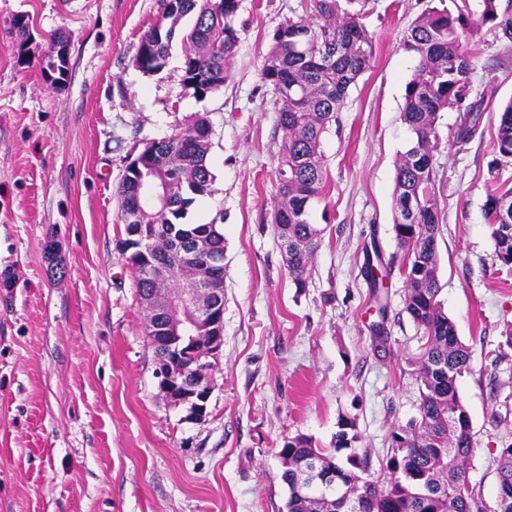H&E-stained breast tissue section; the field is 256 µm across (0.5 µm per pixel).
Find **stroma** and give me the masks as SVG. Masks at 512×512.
Returning <instances> with one entry per match:
<instances>
[{
  "label": "stroma",
  "instance_id": "1",
  "mask_svg": "<svg viewBox=\"0 0 512 512\" xmlns=\"http://www.w3.org/2000/svg\"><path fill=\"white\" fill-rule=\"evenodd\" d=\"M165 0H0V512H286L278 451L286 438L329 447L356 424L367 478L388 480L391 435L420 420L421 329L392 232L400 119L416 60L403 40L441 0H340L361 15L369 69L341 129L323 137L327 188L310 221L323 230L297 290L272 228L278 201L276 98L260 79L275 28L309 0H241L231 77L206 97L182 82L173 42L163 70L132 60ZM29 19L26 52L10 29ZM67 39L68 71L42 69ZM473 92L491 96L475 136L437 123L434 192L442 225L439 298L472 351L458 393L471 421L468 478L486 512L512 445V269L483 215L496 164V107L512 99V43L482 28L467 45ZM209 118L212 195L188 223L224 217V346L203 416L167 400L135 273L118 249L117 188L131 157L191 115ZM381 254L380 288L366 276Z\"/></svg>",
  "mask_w": 512,
  "mask_h": 512
}]
</instances>
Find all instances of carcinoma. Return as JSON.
Segmentation results:
<instances>
[{
  "mask_svg": "<svg viewBox=\"0 0 512 512\" xmlns=\"http://www.w3.org/2000/svg\"><path fill=\"white\" fill-rule=\"evenodd\" d=\"M310 2L308 18L288 19L275 29L260 69L262 81L273 87L281 104L276 112L281 132L279 201L272 224L299 289L306 286L307 264L321 243L322 230L309 222V208L326 187L322 136L339 125L349 87L370 65V52L361 48L367 37L357 17L348 12L338 16V0ZM239 8L240 0H166L161 20L141 38L133 66L148 75L160 71L178 26L191 14L193 25L182 36L183 83L200 97L220 89L229 78V61L239 41ZM484 25L512 42V13L501 0H451L447 8H427L404 37L406 50L416 55L418 64L406 83L401 112L410 141L395 166L393 231L403 252L399 270L409 285L404 311L427 339L419 368L429 382L421 394V429L412 426L392 435L390 478L382 486L337 460V453L353 449L358 440L354 422H338L331 453L303 435L288 439L283 444L288 454L279 455L288 512H336L334 503L297 493V472L316 454L336 468V490L357 485L369 494L371 512H484L474 492L462 498L454 487L456 481H468L472 451L470 420L458 396L459 378L470 369L471 350L458 338L454 322L438 300L440 224L433 167L419 165L413 152L416 147L430 151L439 113L448 109L466 112L453 139L464 142L473 137L485 98L471 96V59L464 45ZM495 141L499 156L511 159L512 100L498 113ZM210 147V122L196 114L173 135L147 143L125 168L117 189L118 219L124 231L119 249L135 270L140 297L156 287L143 269L155 252L130 237L136 224L154 237L151 245L166 250L174 279L188 273L175 247L192 232L207 233L203 254L224 257V232L217 224L223 215L207 224L185 223L196 200L214 192ZM141 185L156 187L160 199L133 214L135 190ZM484 214L498 259L512 265V187L489 194ZM494 512H512L511 445L500 453Z\"/></svg>",
  "mask_w": 512,
  "mask_h": 512,
  "instance_id": "cac0c4a2",
  "label": "carcinoma"
}]
</instances>
